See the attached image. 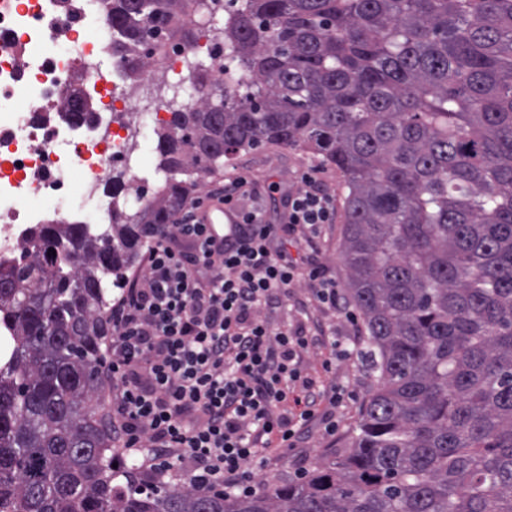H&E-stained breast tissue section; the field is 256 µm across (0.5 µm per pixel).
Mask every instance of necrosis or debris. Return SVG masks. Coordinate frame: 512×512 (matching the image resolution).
<instances>
[{"mask_svg":"<svg viewBox=\"0 0 512 512\" xmlns=\"http://www.w3.org/2000/svg\"><path fill=\"white\" fill-rule=\"evenodd\" d=\"M192 18L193 45L177 41L152 58L140 77L126 76L117 41L99 0H0V259L16 257L28 228L38 224H108L113 168L129 167L132 124L167 125L164 105L141 111L144 81L180 76L189 51L213 55L217 44L199 20L197 0H182ZM111 57L104 70L99 58ZM34 107H17L21 90ZM81 95L92 120L73 122L68 99ZM79 193L83 206L64 210L42 198Z\"/></svg>","mask_w":512,"mask_h":512,"instance_id":"necrosis-or-debris-1","label":"necrosis or debris"}]
</instances>
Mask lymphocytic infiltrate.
I'll return each instance as SVG.
<instances>
[{
  "mask_svg": "<svg viewBox=\"0 0 512 512\" xmlns=\"http://www.w3.org/2000/svg\"><path fill=\"white\" fill-rule=\"evenodd\" d=\"M298 181L290 192L244 176L225 183L210 197L235 211L231 224L203 223L198 201L180 208L146 240L142 276L113 303L104 376L114 461L137 463L143 485L247 494L257 486L250 465L268 450L294 447L317 420L335 431V412L320 408L326 393L300 361L310 328L268 318L301 280L319 307L344 303L308 257L336 221V199L312 173ZM277 196L276 224L266 203Z\"/></svg>",
  "mask_w": 512,
  "mask_h": 512,
  "instance_id": "1",
  "label": "lymphocytic infiltrate"
}]
</instances>
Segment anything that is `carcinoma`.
Segmentation results:
<instances>
[{"label": "carcinoma", "mask_w": 512, "mask_h": 512, "mask_svg": "<svg viewBox=\"0 0 512 512\" xmlns=\"http://www.w3.org/2000/svg\"><path fill=\"white\" fill-rule=\"evenodd\" d=\"M103 2L131 74L137 46L192 36L181 0ZM230 2L243 76L158 131L152 199L100 228L41 224L0 260V512H512V0ZM264 144L344 177L341 257L380 382L351 446L301 481L140 486L93 406L107 295L201 175Z\"/></svg>", "instance_id": "1"}]
</instances>
